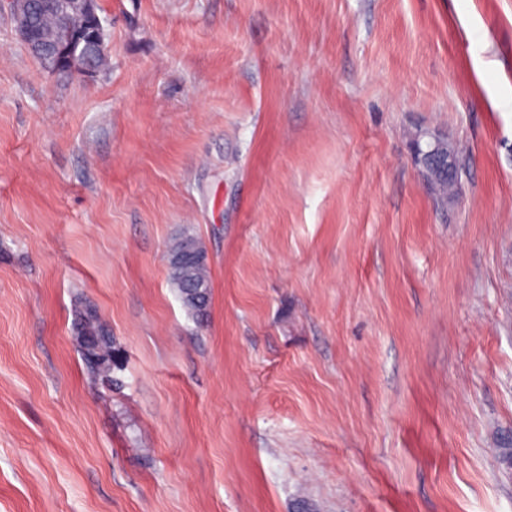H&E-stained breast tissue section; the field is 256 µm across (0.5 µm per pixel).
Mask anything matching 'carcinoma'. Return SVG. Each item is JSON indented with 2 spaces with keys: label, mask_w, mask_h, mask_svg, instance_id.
Here are the masks:
<instances>
[{
  "label": "carcinoma",
  "mask_w": 512,
  "mask_h": 512,
  "mask_svg": "<svg viewBox=\"0 0 512 512\" xmlns=\"http://www.w3.org/2000/svg\"><path fill=\"white\" fill-rule=\"evenodd\" d=\"M35 19L43 29L54 31L67 39L70 33L53 14L39 11ZM458 180L448 178V168L442 167L430 187L432 194L441 202L456 196ZM195 236L184 233L174 239L168 249V258H182L178 265H168V281L177 293L183 306L193 315L200 316L207 311L211 300V277L205 257V247L197 242L199 254L183 252V243ZM73 331L76 343L91 380L112 382V333L101 321L97 311L90 306L76 310Z\"/></svg>",
  "instance_id": "carcinoma-1"
}]
</instances>
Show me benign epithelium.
Segmentation results:
<instances>
[{"mask_svg": "<svg viewBox=\"0 0 512 512\" xmlns=\"http://www.w3.org/2000/svg\"><path fill=\"white\" fill-rule=\"evenodd\" d=\"M52 7L68 21L85 19L88 28L82 33V40L95 55L107 56L105 20L99 14L98 0H52ZM13 19L19 38L46 71L52 74L66 71L85 78L98 74V67L92 58L77 53L71 44L57 42L48 33L34 30L26 8L13 11ZM425 138L427 142L424 144L418 137L413 141L414 160L423 171L427 172L444 161L449 164L454 162L448 154L445 138L428 134Z\"/></svg>", "mask_w": 512, "mask_h": 512, "instance_id": "7a95c632", "label": "benign epithelium"}]
</instances>
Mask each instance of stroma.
Listing matches in <instances>:
<instances>
[{"label":"stroma","instance_id":"35a3bbf8","mask_svg":"<svg viewBox=\"0 0 512 512\" xmlns=\"http://www.w3.org/2000/svg\"><path fill=\"white\" fill-rule=\"evenodd\" d=\"M99 6L67 78L0 0V512H512V0ZM424 139L427 138L425 147L421 145L420 138L417 137L413 141V154L414 160L417 165L423 169L424 176L427 171L434 168L436 165L447 161L448 168L444 165L435 178V184L429 187L435 198L441 202L447 201L448 198H453L457 193L458 178L452 180L448 178V170H451V163H453L458 170L456 161L448 154V142L445 138L437 135L419 134ZM197 238V237H196ZM194 235L184 233L174 239L168 249V281L177 293L183 306L195 316L204 315L211 300V277L209 264L205 257V247ZM194 240L199 248V254L191 252L194 249L193 243L187 244L188 254L183 252V243ZM175 257H183L178 265L170 264ZM188 284H195L197 287L185 288ZM200 286L201 288H198ZM73 331L90 379L112 383V333L97 311L87 305L76 309Z\"/></svg>","mask_w":512,"mask_h":512}]
</instances>
